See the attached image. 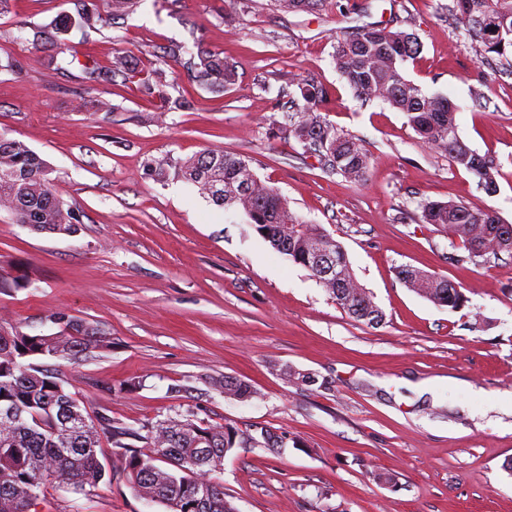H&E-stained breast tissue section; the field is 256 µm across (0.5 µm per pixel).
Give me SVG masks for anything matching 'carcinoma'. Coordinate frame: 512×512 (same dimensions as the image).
<instances>
[{
	"mask_svg": "<svg viewBox=\"0 0 512 512\" xmlns=\"http://www.w3.org/2000/svg\"><path fill=\"white\" fill-rule=\"evenodd\" d=\"M139 2L73 0L75 11L30 27L32 44L50 45L49 64L57 69L77 66L88 83L110 84L118 77H133L138 66L130 56L116 54L103 65L92 55L74 50L68 35L74 29L85 34L107 27L133 13ZM277 2L290 12H311L326 0ZM453 2L468 36L484 52L504 59L512 54V0ZM487 20L494 22L496 32L483 26ZM419 52L414 34L366 25L355 36L337 42L333 60L356 98L382 100L403 113L424 143L448 153L453 165L475 175L487 194L497 193L498 163L489 154L463 151L457 109L448 106V98L429 96L405 79L404 64ZM177 67L216 93L238 79L237 62L219 52L193 50L185 44L165 47L155 55L142 87L171 110L187 105L186 100H173L167 93L168 73ZM296 87V108L275 123L277 132L304 143L327 170L353 181L364 180L370 168L369 150L321 116L330 100L329 89L304 79ZM150 172L160 181L172 175L189 182L224 211L245 214L261 238L309 270L350 317L367 325L382 321V310L355 279L343 246L321 225L309 224L293 212L288 200L262 181L247 160L211 148L184 160L159 161ZM49 174L48 165L28 146L0 134V209L32 231L73 236L80 215L55 192ZM421 221L459 241L464 254L451 257L458 265L502 252L512 255V224L503 223L493 210L475 212L461 203L431 202L422 206ZM321 238L328 239L336 260L339 277L334 280L321 277L311 260V247ZM396 274L407 288L440 307L457 311L468 303L460 285L451 279L411 265L399 267ZM31 285L23 274L0 276V291ZM55 320L63 328L54 334H29L17 327L6 331L0 326V512H37L43 488L55 479L66 482L76 495L94 494L110 477L97 451L105 436L121 449L122 470L135 496L163 505L166 512H179L180 498L196 504L189 512H236L215 473L224 469L228 452L257 439L233 426L200 421L192 412L168 415L138 428L109 419L84 423L86 408L67 389L64 363L74 364L107 349L110 341L96 326L62 314ZM46 359L59 363L51 368ZM213 386L225 397L242 401L256 394L249 383L231 376L213 381ZM136 441L143 446L134 445Z\"/></svg>",
	"mask_w": 512,
	"mask_h": 512,
	"instance_id": "carcinoma-1",
	"label": "carcinoma"
}]
</instances>
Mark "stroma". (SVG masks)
<instances>
[{
	"mask_svg": "<svg viewBox=\"0 0 512 512\" xmlns=\"http://www.w3.org/2000/svg\"><path fill=\"white\" fill-rule=\"evenodd\" d=\"M452 2L327 0L288 13L275 0H235L223 18L216 0H141L116 27L72 32V45L102 62L125 52L143 68L193 38L237 61L238 82L220 97L179 74L169 94L192 106L159 123L161 101L138 79L87 87L79 70L44 66L45 50L25 40L26 26L72 10L71 0H12L0 13V133L46 161L82 224L73 236L39 234L0 210V273L38 282L0 293V323L49 334L62 313L106 334L108 350L65 369L94 419L137 425L190 410L287 435L280 452L255 445L225 458L219 479L237 512H512L502 468L512 458V256L454 265L447 231L419 221L423 204L452 201L512 224V67L467 38ZM370 24L419 38L404 76L454 103L463 141L496 157V195L340 77L338 39ZM303 79L331 89L327 119L369 149L365 181L327 172L297 139L272 135ZM83 99L113 111L78 109ZM208 148L248 160L339 242L384 320L354 321L308 270L191 184L146 173ZM402 265L459 283L468 305L451 312L409 290ZM283 365L314 384L289 383ZM226 376L257 398H224L210 382ZM421 381L432 392H419ZM176 384L187 393H170ZM98 455L110 485L81 497L54 481L38 512H164L132 493L110 439Z\"/></svg>",
	"mask_w": 512,
	"mask_h": 512,
	"instance_id": "stroma-1",
	"label": "stroma"
}]
</instances>
